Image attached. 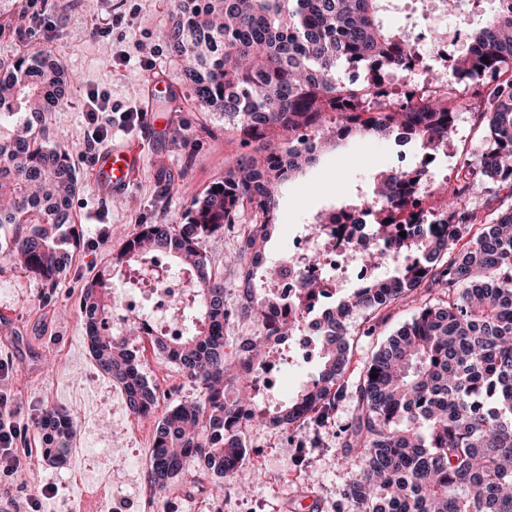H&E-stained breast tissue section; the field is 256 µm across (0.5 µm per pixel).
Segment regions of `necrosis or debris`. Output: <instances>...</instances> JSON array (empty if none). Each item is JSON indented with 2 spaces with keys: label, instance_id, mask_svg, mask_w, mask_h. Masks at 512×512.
I'll list each match as a JSON object with an SVG mask.
<instances>
[{
  "label": "necrosis or debris",
  "instance_id": "4bbe7bcc",
  "mask_svg": "<svg viewBox=\"0 0 512 512\" xmlns=\"http://www.w3.org/2000/svg\"><path fill=\"white\" fill-rule=\"evenodd\" d=\"M379 251L381 265H388L393 249L379 247L372 229V210L361 204L356 210L339 216L334 224H311L293 238L287 254L279 259L284 274L266 281L264 292L276 299L272 317L264 319L259 335L269 337L271 351L257 368L244 378L245 383L262 382L261 409L271 410L280 404L282 391L273 375L274 369L288 355L304 363L318 356L317 338L307 326L292 335H274L277 322L307 318L318 311L324 299L336 294L347 277L348 269L366 271L365 253ZM122 291L112 297V315L98 318L105 332L135 325L141 335L163 336L171 340L185 335L196 302L195 284L186 271L169 264L166 253L151 254L143 263L126 269ZM321 285L319 296L306 297V282Z\"/></svg>",
  "mask_w": 512,
  "mask_h": 512
}]
</instances>
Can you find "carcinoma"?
<instances>
[{"label":"carcinoma","instance_id":"1","mask_svg":"<svg viewBox=\"0 0 512 512\" xmlns=\"http://www.w3.org/2000/svg\"><path fill=\"white\" fill-rule=\"evenodd\" d=\"M396 0H179L178 13L162 32L182 61L192 108L220 112L248 150L237 155L224 178L194 197L185 222L145 224L116 264L140 263L165 250L189 270L198 286L204 329L179 342L154 340L157 351L199 383V400L170 407L153 437L151 487L162 493L192 463L219 477L247 457L233 437L236 412L274 425L320 422L351 391L350 423L341 444L344 458L362 470L341 489L352 512H512V207L493 223L467 208L460 193L448 197L445 224L412 225L400 236L394 211L413 205L402 194L406 174L374 176L380 190L360 198L374 210L373 232L381 246L397 247L388 276H373L315 316L310 327L320 343L316 376L269 418L256 410L236 381V365L224 352V326L259 317L267 304L228 309L224 278L214 272L200 241L238 223L246 209L257 219L243 226L240 248L228 262L252 275L272 277L265 243L280 185L314 164L324 145L357 135L389 138L406 128L428 153L448 145L455 132L458 81L481 80L479 101L487 134L481 152L465 162L464 180L512 186V0L493 10L465 39L451 76L392 97L372 90L371 70L389 79L410 73L422 48L414 38L384 27L381 17ZM71 81L56 56L35 50L16 58L0 76V120L13 118L25 134L0 139V224L18 231L7 255L23 261L36 278L53 284L70 267L73 198L82 183L67 150L38 142L51 112ZM316 130L315 144L296 145L301 130ZM105 281L87 284L80 312L106 315ZM416 314L357 370L349 320L375 316L402 303ZM90 355L99 368L128 386L134 414L154 413V395L142 382L137 351L124 333L102 335L85 326ZM377 377H371V373ZM39 424L57 440L43 448L63 459V440L74 419L64 408L46 412Z\"/></svg>","mask_w":512,"mask_h":512}]
</instances>
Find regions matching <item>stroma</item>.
Returning a JSON list of instances; mask_svg holds the SVG:
<instances>
[{"label":"stroma","instance_id":"35a3bbf8","mask_svg":"<svg viewBox=\"0 0 512 512\" xmlns=\"http://www.w3.org/2000/svg\"><path fill=\"white\" fill-rule=\"evenodd\" d=\"M177 0H63L54 10L51 26L40 32L0 37V62L8 63L33 49H48L79 80L70 88L69 101L52 112L46 126L49 144L68 143L74 130L86 123L80 103L90 92H106L114 112L130 113L126 122H114L105 145L138 147L143 165L127 192L106 195L92 182V154L74 146L73 160L82 188L72 210L81 229L70 269L55 286L16 268L0 251V391L8 393L17 419L28 428L34 449L30 465L14 473H0V499L26 512L32 485L47 487L37 512H113L122 502L127 512H140L149 484L139 475L136 462L153 445L154 419L133 417L122 398L112 391L109 377L93 372L78 302L87 282L110 280L120 289L113 263L125 237L142 225L160 219L180 222L191 198L220 180L229 161L240 150V138L224 128L221 114H211L208 132H201L198 113L190 109L165 111L157 99L158 124L145 130L135 113L144 101L149 77L160 74L181 92H189L184 64L161 49L144 62L141 45L157 46L159 30L171 24ZM456 129L441 153L435 183L440 196L459 184L464 160L473 158L483 144L485 122L479 111L472 80H462ZM422 153L420 145L399 149L393 139L368 136L326 146L313 167L286 182L281 190L277 220L265 247L266 259L286 253L294 231L324 210L353 205L380 171L412 168ZM179 174L178 194L165 192L166 174ZM463 201L483 214L494 215L512 205V188L490 180L473 183ZM238 232L228 229L205 237L201 243L213 268L222 271L225 303L239 305L235 284L239 273L225 265L235 253ZM415 306L390 307L386 317L372 323L354 315L350 332L355 354L364 360L391 335L411 321ZM144 374L159 378L168 389L169 405L196 400L200 389L179 369L163 360L150 343L131 338ZM350 396H343L320 425L306 424L301 439L308 447L305 467H298L287 433L268 425L248 431L250 457L237 478L218 481L198 467H190L156 501L160 512H350L339 491L353 476L342 463L343 430L351 416ZM63 407L81 421L67 442L65 462H49L42 451L37 427L42 414ZM81 483H73L72 473Z\"/></svg>","mask_w":512,"mask_h":512}]
</instances>
